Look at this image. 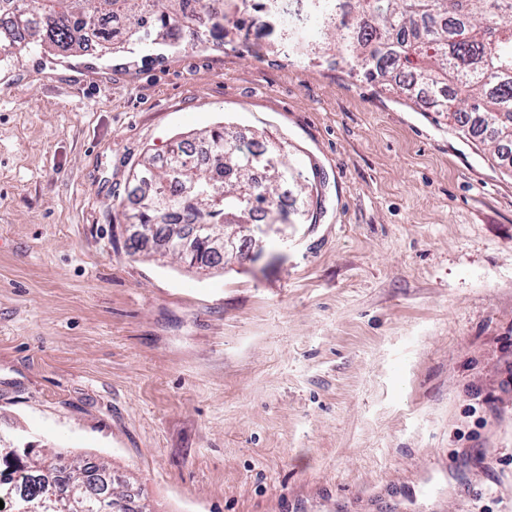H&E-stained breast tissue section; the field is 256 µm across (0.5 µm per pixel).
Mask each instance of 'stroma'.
<instances>
[{
  "instance_id": "stroma-1",
  "label": "stroma",
  "mask_w": 512,
  "mask_h": 512,
  "mask_svg": "<svg viewBox=\"0 0 512 512\" xmlns=\"http://www.w3.org/2000/svg\"><path fill=\"white\" fill-rule=\"evenodd\" d=\"M284 39L0 69V428L149 512H512V166ZM219 126L287 142L316 221L220 274L130 254L137 164Z\"/></svg>"
}]
</instances>
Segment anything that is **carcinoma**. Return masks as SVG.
Wrapping results in <instances>:
<instances>
[{
	"instance_id": "1",
	"label": "carcinoma",
	"mask_w": 512,
	"mask_h": 512,
	"mask_svg": "<svg viewBox=\"0 0 512 512\" xmlns=\"http://www.w3.org/2000/svg\"><path fill=\"white\" fill-rule=\"evenodd\" d=\"M12 16L0 27V68L32 50L74 55L94 43L110 54L127 49L140 33L153 44L176 48L201 43L193 26L224 31L223 0H0ZM336 44L340 60L367 79L398 71L428 89L420 107L441 112L464 135L478 136L495 152L512 150V0H330L314 15ZM213 162L198 163L177 144L168 157H145L132 173L129 194L136 224L154 226L167 239L181 224H251L261 212L269 224H286L278 204L288 186L305 189L306 177L272 143L262 149L239 144L218 129L205 135ZM9 460L0 456V500L10 512H44L51 488L58 512H113L115 476L101 463L26 449L15 439ZM95 474L94 486L84 472Z\"/></svg>"
}]
</instances>
